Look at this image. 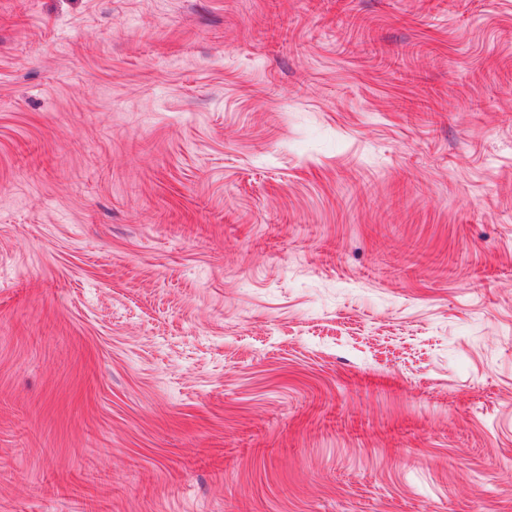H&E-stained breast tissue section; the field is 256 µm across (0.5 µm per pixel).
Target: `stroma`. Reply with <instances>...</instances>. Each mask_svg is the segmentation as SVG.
<instances>
[{"label": "stroma", "mask_w": 512, "mask_h": 512, "mask_svg": "<svg viewBox=\"0 0 512 512\" xmlns=\"http://www.w3.org/2000/svg\"><path fill=\"white\" fill-rule=\"evenodd\" d=\"M0 512H512V0H0Z\"/></svg>", "instance_id": "1"}]
</instances>
